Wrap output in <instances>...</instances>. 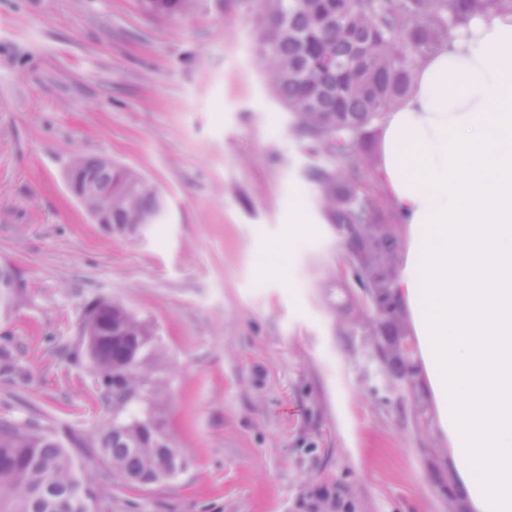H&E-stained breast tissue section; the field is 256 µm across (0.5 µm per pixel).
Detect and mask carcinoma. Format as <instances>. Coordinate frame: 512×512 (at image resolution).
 I'll return each mask as SVG.
<instances>
[{"mask_svg":"<svg viewBox=\"0 0 512 512\" xmlns=\"http://www.w3.org/2000/svg\"><path fill=\"white\" fill-rule=\"evenodd\" d=\"M198 0H147L162 16L191 13ZM490 12L512 14V0H262L255 46L258 67L294 116L296 131L325 163L309 179L330 223L354 225L367 249L349 254L359 288L367 290L363 316L373 335L410 340L395 295L393 268L402 248L392 225L378 220L379 207L395 211L383 194L361 186L378 164L375 125L410 93L415 70L448 42V35ZM75 167L112 190V223L135 215L157 218L159 194L139 175L102 159L75 156ZM138 189L137 214L117 200ZM153 329L119 301H112V335L96 345L103 397L112 404V425L100 452L112 475L152 485L186 467L182 451L158 419L154 388L140 372L156 347ZM413 352L391 360L402 380L415 373ZM99 477L81 466L55 438L29 423L0 421V512H102Z\"/></svg>","mask_w":512,"mask_h":512,"instance_id":"carcinoma-1","label":"carcinoma"}]
</instances>
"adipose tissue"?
<instances>
[{
	"label": "adipose tissue",
	"mask_w": 512,
	"mask_h": 512,
	"mask_svg": "<svg viewBox=\"0 0 512 512\" xmlns=\"http://www.w3.org/2000/svg\"><path fill=\"white\" fill-rule=\"evenodd\" d=\"M406 227L396 287L475 512H512V16L475 19L382 123Z\"/></svg>",
	"instance_id": "1"
}]
</instances>
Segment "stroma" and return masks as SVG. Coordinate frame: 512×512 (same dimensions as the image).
I'll use <instances>...</instances> for the list:
<instances>
[{
    "instance_id": "obj_1",
    "label": "stroma",
    "mask_w": 512,
    "mask_h": 512,
    "mask_svg": "<svg viewBox=\"0 0 512 512\" xmlns=\"http://www.w3.org/2000/svg\"><path fill=\"white\" fill-rule=\"evenodd\" d=\"M258 7L0 0V420L80 435L107 512H475L439 492L456 474L433 459L450 442L426 372L408 395L359 328L347 238L309 179L322 160L255 64ZM76 154L142 175L160 222L93 223L65 184ZM98 298L156 334L143 364L188 465L155 485L95 453L112 409L80 332ZM198 0H147V6L162 16H183L191 13Z\"/></svg>"
}]
</instances>
